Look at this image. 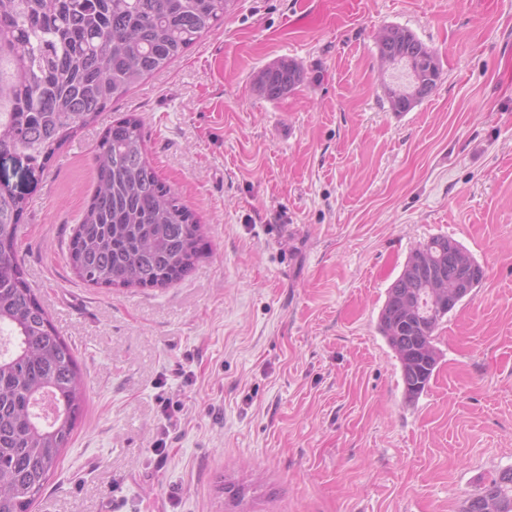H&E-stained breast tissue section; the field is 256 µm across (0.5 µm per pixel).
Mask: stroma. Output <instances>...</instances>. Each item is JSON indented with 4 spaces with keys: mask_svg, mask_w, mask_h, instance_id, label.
I'll use <instances>...</instances> for the list:
<instances>
[{
    "mask_svg": "<svg viewBox=\"0 0 512 512\" xmlns=\"http://www.w3.org/2000/svg\"><path fill=\"white\" fill-rule=\"evenodd\" d=\"M301 0H230L224 19L30 171L19 257L72 345L86 407L33 512H461L512 467V0H362L299 29ZM437 54L399 116L378 32ZM289 60L277 101L256 74ZM199 221L201 257L165 288L94 287L67 245L95 190L93 150L125 115ZM485 277L440 323L428 389L404 399L378 329L386 291L430 237ZM304 80V72L297 65L292 68L274 69L267 71L266 82L262 87L264 98L276 101L291 94Z\"/></svg>",
    "mask_w": 512,
    "mask_h": 512,
    "instance_id": "1",
    "label": "stroma"
}]
</instances>
